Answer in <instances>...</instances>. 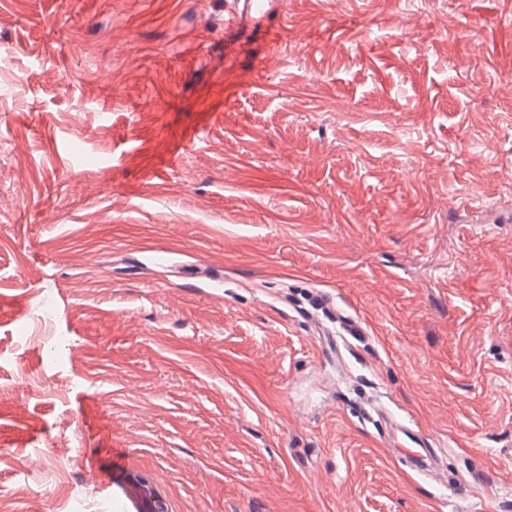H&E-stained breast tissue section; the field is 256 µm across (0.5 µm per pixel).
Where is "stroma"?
Here are the masks:
<instances>
[{"label": "stroma", "instance_id": "1", "mask_svg": "<svg viewBox=\"0 0 512 512\" xmlns=\"http://www.w3.org/2000/svg\"><path fill=\"white\" fill-rule=\"evenodd\" d=\"M224 2L0 0V501L512 512V0ZM224 28L236 33L254 23L259 25L271 11L267 0H230L225 1ZM380 418L387 425L391 439L408 466L424 476L432 474L438 456L433 448H428L421 430L398 422L385 411L380 412ZM131 478H138L151 483L148 475L139 467L136 460H131L127 471L118 485L112 484V488L104 482H94L96 493H99L104 501H112L118 504L123 512H176V504L165 494L158 491L157 501L145 500L132 486Z\"/></svg>", "mask_w": 512, "mask_h": 512}]
</instances>
